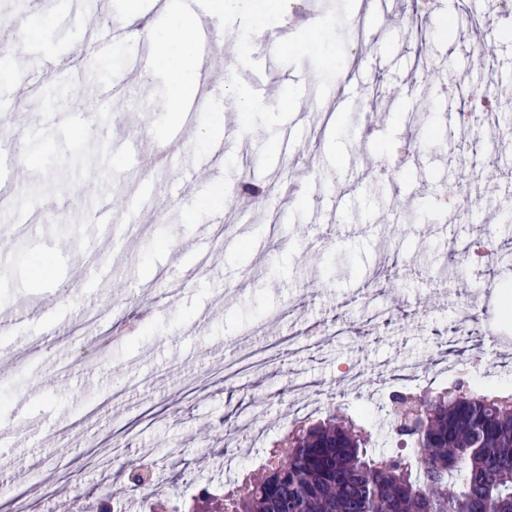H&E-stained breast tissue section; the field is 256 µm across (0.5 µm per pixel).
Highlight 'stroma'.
<instances>
[{
    "label": "stroma",
    "instance_id": "obj_1",
    "mask_svg": "<svg viewBox=\"0 0 512 512\" xmlns=\"http://www.w3.org/2000/svg\"><path fill=\"white\" fill-rule=\"evenodd\" d=\"M208 14H224L222 48L235 65L228 85L246 88L259 109L241 116L213 96L187 149L205 151L238 125L245 141H232L216 176L187 200L164 202L156 222L141 224L136 246L122 241L129 220L116 212L112 245L88 221V202L76 190L102 184L113 197L133 194L147 179L185 181L177 162L121 167L105 177L106 161L76 151L84 131L40 128L48 108L64 111L68 95L91 99L97 75L120 72L137 44L93 58L81 80L66 78L56 94L23 99L38 132L28 139L24 185L13 190L0 225L26 211L35 226L7 243L0 255V357L9 379L0 384V512L46 479L55 482L54 505L83 496L89 512L112 501L96 486L99 466L112 457L144 459L158 498L240 485L257 471L274 442L298 417L295 407L318 404L323 419L346 408L364 413L372 450H397L387 391L416 365L430 375L410 394L439 392L452 378L512 390V321L501 312L512 297V264L489 269L468 249L485 244L512 256V17L498 0L471 8H440L407 0L402 19L354 17L356 0H309L307 10L275 11L265 0H205ZM104 17L129 26L157 23L152 0H93ZM30 66L69 56L75 27L47 15L25 19ZM281 40L270 53L262 33ZM495 53H480L482 35ZM80 68V67H79ZM365 78L351 101L336 109L348 70ZM310 76L312 98L299 100L310 115L298 131L294 156L281 157L277 141L290 115L297 77ZM492 86L496 105L479 112L469 130L455 120L466 109L469 80ZM175 71L146 80L149 101L166 107L139 111L116 98L94 124L102 140L132 129L161 136L183 116L173 95ZM211 137H203L202 127ZM264 185V208L214 222L230 212L242 182ZM471 199L458 218L448 190ZM72 202L68 223L45 222L60 199ZM205 229L215 262L197 267L187 246ZM54 238L70 245L53 256ZM261 242L266 262L250 245ZM456 253H449V244ZM108 260L112 275L99 277ZM81 287L51 310L48 293L73 277ZM470 307L468 342L456 349L452 327ZM456 374H449V367ZM239 391L261 418L244 426L225 395Z\"/></svg>",
    "mask_w": 512,
    "mask_h": 512
}]
</instances>
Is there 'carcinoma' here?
I'll list each match as a JSON object with an SVG mask.
<instances>
[{"label": "carcinoma", "mask_w": 512, "mask_h": 512, "mask_svg": "<svg viewBox=\"0 0 512 512\" xmlns=\"http://www.w3.org/2000/svg\"><path fill=\"white\" fill-rule=\"evenodd\" d=\"M415 428L395 421L409 452L374 455L353 416L288 432L258 478L217 495L207 512H512V395L460 380L419 398Z\"/></svg>", "instance_id": "1"}]
</instances>
